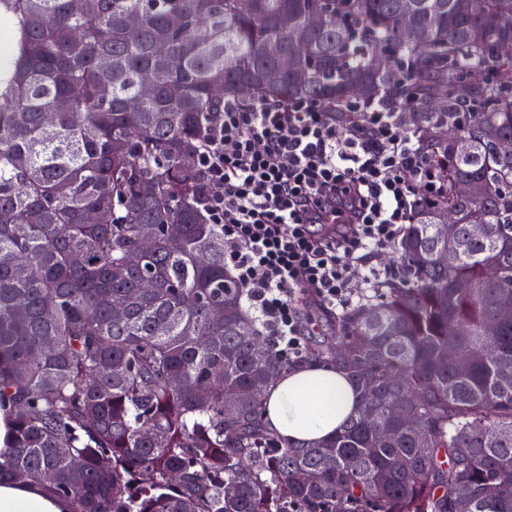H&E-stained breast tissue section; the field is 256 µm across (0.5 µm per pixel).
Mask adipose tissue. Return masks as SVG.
<instances>
[{
	"label": "adipose tissue",
	"mask_w": 512,
	"mask_h": 512,
	"mask_svg": "<svg viewBox=\"0 0 512 512\" xmlns=\"http://www.w3.org/2000/svg\"><path fill=\"white\" fill-rule=\"evenodd\" d=\"M356 408V396L340 372L312 361L278 378L264 402V421L296 442L326 441ZM69 501L38 483L0 484V512H71Z\"/></svg>",
	"instance_id": "ef3b65f1"
}]
</instances>
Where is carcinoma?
<instances>
[{"instance_id": "obj_1", "label": "carcinoma", "mask_w": 512, "mask_h": 512, "mask_svg": "<svg viewBox=\"0 0 512 512\" xmlns=\"http://www.w3.org/2000/svg\"><path fill=\"white\" fill-rule=\"evenodd\" d=\"M312 14L310 56L269 81L267 46L289 49ZM0 19V406L13 408L0 481H37L72 512H512V322L484 333L512 304V156L496 150L512 139V58L494 54L512 41V0H0ZM144 80L153 94L128 109ZM383 97L441 189L395 245L402 274L310 352L346 375L354 414L296 445L262 422L292 363L243 306L204 211L205 128L226 102L342 114ZM461 181L482 196L457 194ZM146 233L153 250L129 264ZM450 347L467 372L442 363Z\"/></svg>"}]
</instances>
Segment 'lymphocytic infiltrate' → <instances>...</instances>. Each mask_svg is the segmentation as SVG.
I'll use <instances>...</instances> for the list:
<instances>
[{
    "label": "lymphocytic infiltrate",
    "instance_id": "1",
    "mask_svg": "<svg viewBox=\"0 0 512 512\" xmlns=\"http://www.w3.org/2000/svg\"><path fill=\"white\" fill-rule=\"evenodd\" d=\"M398 112L388 99L347 121L307 102L228 103L206 131L204 200L224 262L291 361L303 357L296 295L347 309L352 273L397 243L417 196L440 190Z\"/></svg>",
    "mask_w": 512,
    "mask_h": 512
}]
</instances>
